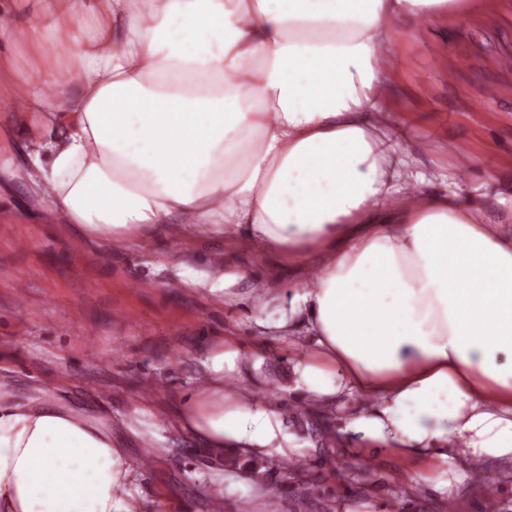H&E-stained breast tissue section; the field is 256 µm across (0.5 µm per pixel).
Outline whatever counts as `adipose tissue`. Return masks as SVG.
Instances as JSON below:
<instances>
[{
    "instance_id": "obj_1",
    "label": "adipose tissue",
    "mask_w": 512,
    "mask_h": 512,
    "mask_svg": "<svg viewBox=\"0 0 512 512\" xmlns=\"http://www.w3.org/2000/svg\"><path fill=\"white\" fill-rule=\"evenodd\" d=\"M485 2L48 0L35 25L0 0V97L24 115L31 183L81 237L120 249L206 235L295 275L271 319L270 280L171 266L310 342L283 390L335 409L361 396L347 429L427 457L413 479L444 494L467 470L490 480L512 464V207L418 170L384 102L397 22ZM14 46L41 83L16 78ZM263 364L216 341L177 427L218 454L300 462L280 401L244 384ZM137 469L85 410L0 393V512H134Z\"/></svg>"
}]
</instances>
